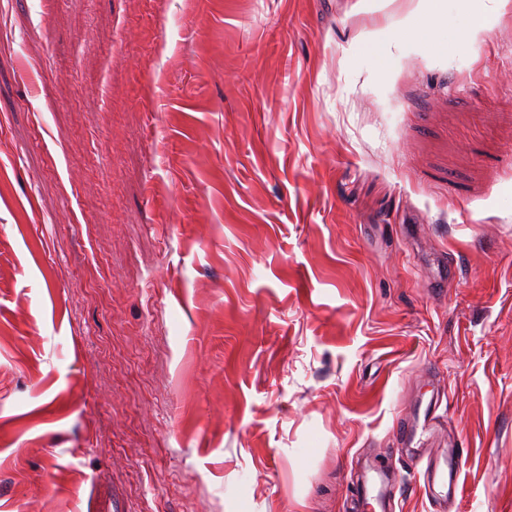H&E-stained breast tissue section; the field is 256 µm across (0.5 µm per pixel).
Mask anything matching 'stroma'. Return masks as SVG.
<instances>
[{
  "instance_id": "stroma-1",
  "label": "stroma",
  "mask_w": 512,
  "mask_h": 512,
  "mask_svg": "<svg viewBox=\"0 0 512 512\" xmlns=\"http://www.w3.org/2000/svg\"><path fill=\"white\" fill-rule=\"evenodd\" d=\"M485 8L0 0V512H512ZM487 15L486 13L477 14L467 19L460 27L450 33L445 34L447 41L453 42H471L474 41L477 35L486 27ZM465 463L463 455L451 452L445 466L438 463L428 464L423 475V489L428 499L436 494L442 500L456 498L460 488V474Z\"/></svg>"
}]
</instances>
